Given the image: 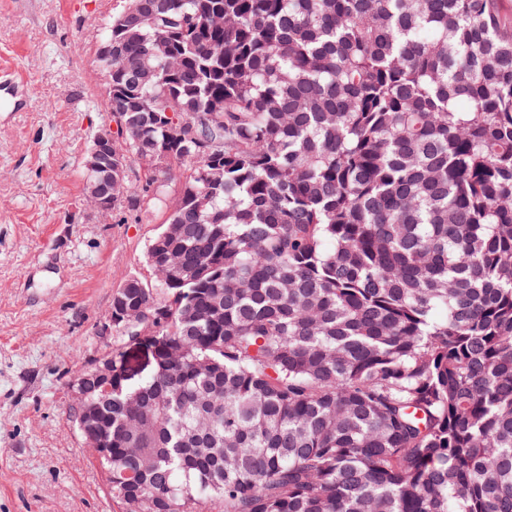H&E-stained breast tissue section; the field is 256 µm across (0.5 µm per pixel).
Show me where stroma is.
<instances>
[{
	"label": "stroma",
	"mask_w": 512,
	"mask_h": 512,
	"mask_svg": "<svg viewBox=\"0 0 512 512\" xmlns=\"http://www.w3.org/2000/svg\"><path fill=\"white\" fill-rule=\"evenodd\" d=\"M121 0H0V512H110L73 428L76 370L108 351L100 327L126 279H152L166 209L84 202L83 161L110 123L97 52Z\"/></svg>",
	"instance_id": "1"
}]
</instances>
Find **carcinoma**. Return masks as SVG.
Instances as JSON below:
<instances>
[{"instance_id": "obj_1", "label": "carcinoma", "mask_w": 512, "mask_h": 512, "mask_svg": "<svg viewBox=\"0 0 512 512\" xmlns=\"http://www.w3.org/2000/svg\"><path fill=\"white\" fill-rule=\"evenodd\" d=\"M110 26L112 207L167 206L182 168L160 278L112 295V396L74 380L112 418L113 512H512L500 0H135ZM131 349L133 350H136L138 352H140L141 354L144 355L145 359H147L148 361V364H151L152 360H153V364H154V361L157 360V350L156 348L151 344V341H144V340H138L136 341L135 343H133V346H131L125 353V358H124V361H123V366H124V370H125V374L130 377V378H133L134 377V373L138 372V370L136 369V365L133 364V358L131 356ZM151 357H152V360H151Z\"/></svg>"}]
</instances>
